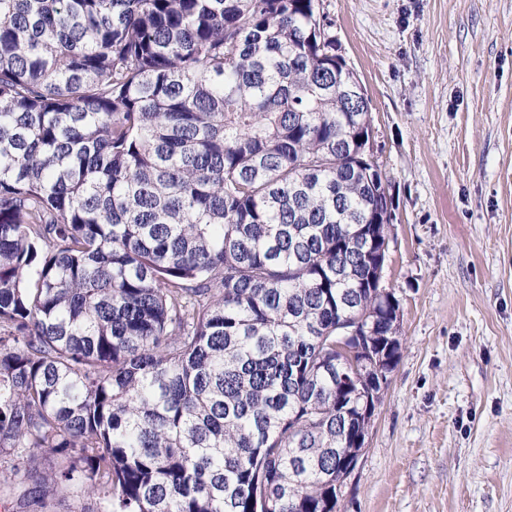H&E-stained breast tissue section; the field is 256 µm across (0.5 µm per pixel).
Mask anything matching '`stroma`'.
I'll list each match as a JSON object with an SVG mask.
<instances>
[{
  "mask_svg": "<svg viewBox=\"0 0 512 512\" xmlns=\"http://www.w3.org/2000/svg\"><path fill=\"white\" fill-rule=\"evenodd\" d=\"M369 100L401 357L342 512H512V0H323Z\"/></svg>",
  "mask_w": 512,
  "mask_h": 512,
  "instance_id": "stroma-1",
  "label": "stroma"
}]
</instances>
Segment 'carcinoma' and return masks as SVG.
Masks as SVG:
<instances>
[{"label":"carcinoma","mask_w":512,"mask_h":512,"mask_svg":"<svg viewBox=\"0 0 512 512\" xmlns=\"http://www.w3.org/2000/svg\"><path fill=\"white\" fill-rule=\"evenodd\" d=\"M323 0H0V500L341 512L400 358L392 200ZM367 316L368 314L348 318V321L338 329L336 334V352L341 356L343 363H350L353 366V373L349 377L345 374L342 375L347 382L355 380L359 369L369 365L375 359L370 349L362 348V346L352 347L346 344L350 338L363 335ZM358 377L364 381V378L359 374Z\"/></svg>","instance_id":"obj_1"}]
</instances>
